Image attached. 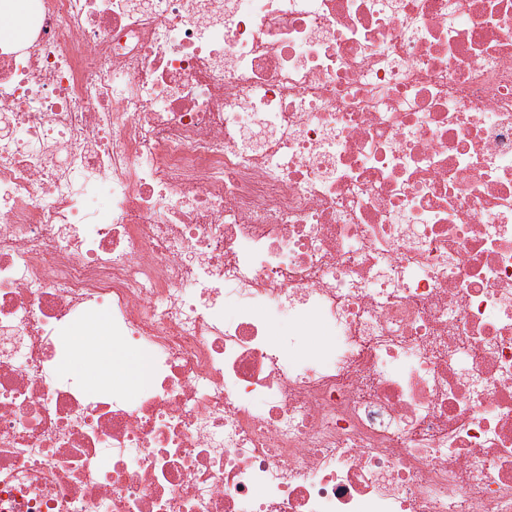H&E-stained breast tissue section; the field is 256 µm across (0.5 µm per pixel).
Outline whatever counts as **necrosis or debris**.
I'll return each instance as SVG.
<instances>
[{
    "label": "necrosis or debris",
    "mask_w": 512,
    "mask_h": 512,
    "mask_svg": "<svg viewBox=\"0 0 512 512\" xmlns=\"http://www.w3.org/2000/svg\"><path fill=\"white\" fill-rule=\"evenodd\" d=\"M27 2L0 512H512V0ZM105 325L100 327L94 336H86L85 333L76 335L81 330H86L85 326H78L73 329L72 341L76 349H81L88 342H92L95 350V368L91 372L92 378L103 383L104 380H112L113 373L122 376L128 381L131 376L135 381L139 382L146 374L147 364L144 358H136L139 354L134 351H126L125 355L117 353L112 347V336L110 331V315L107 311H102L99 319ZM98 321V322H99ZM108 335H107V334ZM72 344L68 345V353L59 360L58 370L71 377H75L85 381L88 387L94 386L84 368V354H77Z\"/></svg>",
    "instance_id": "necrosis-or-debris-1"
}]
</instances>
